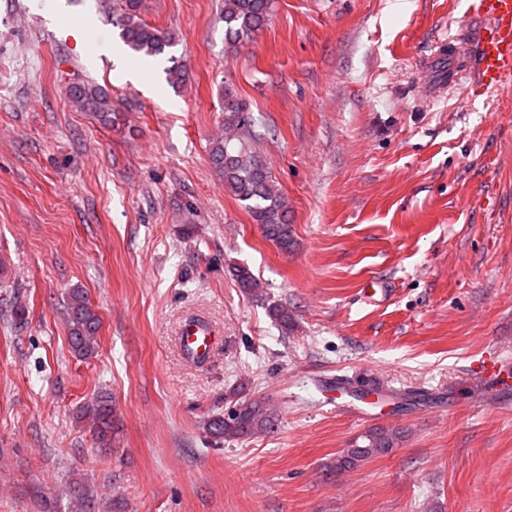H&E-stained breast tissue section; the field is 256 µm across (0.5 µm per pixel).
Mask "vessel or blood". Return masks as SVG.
Returning <instances> with one entry per match:
<instances>
[{"mask_svg": "<svg viewBox=\"0 0 512 512\" xmlns=\"http://www.w3.org/2000/svg\"><path fill=\"white\" fill-rule=\"evenodd\" d=\"M480 19L475 36L459 31L448 42V55L472 54L476 62L477 85L483 91H499L512 87V0H470L464 21ZM447 55V56H448ZM184 353L194 359H205L213 351L214 332L205 321H187L179 337ZM480 373L484 383L494 390L512 389V375L504 361L483 360Z\"/></svg>", "mask_w": 512, "mask_h": 512, "instance_id": "obj_1", "label": "vessel or blood"}]
</instances>
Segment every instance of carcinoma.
Wrapping results in <instances>:
<instances>
[{
	"label": "carcinoma",
	"instance_id": "carcinoma-1",
	"mask_svg": "<svg viewBox=\"0 0 512 512\" xmlns=\"http://www.w3.org/2000/svg\"><path fill=\"white\" fill-rule=\"evenodd\" d=\"M143 0H112V26L123 43L142 60L167 57L170 66L163 69L167 83L179 90L188 81V67L169 54L176 38L168 30L144 22L140 16ZM272 0H223L220 20L224 23V40L231 46L252 41L266 24ZM70 102L75 110L85 112L104 127L115 126L121 119L119 106L103 88L93 81L79 80L70 87ZM251 117L231 85H224V138L215 141L210 159L222 177L224 187L261 226L265 236L283 251L294 245L288 224V200L274 184L268 166L252 144L249 134ZM231 275L246 292L256 291L252 272L243 266L232 268ZM269 315L287 331L293 318L288 309L273 305ZM69 346L74 355L91 358L97 353L101 318L88 295L81 289L70 291L67 310ZM77 419L87 425L92 440L100 448H110L118 434L112 396L100 391L83 405ZM275 426V417L261 401H241L224 415L208 419L205 429L214 438L238 440L266 434ZM401 439L394 428L376 427L361 435V442L345 448L329 466L332 474L358 466L372 456L387 454ZM71 512H100L98 493L83 482L70 488Z\"/></svg>",
	"mask_w": 512,
	"mask_h": 512
}]
</instances>
